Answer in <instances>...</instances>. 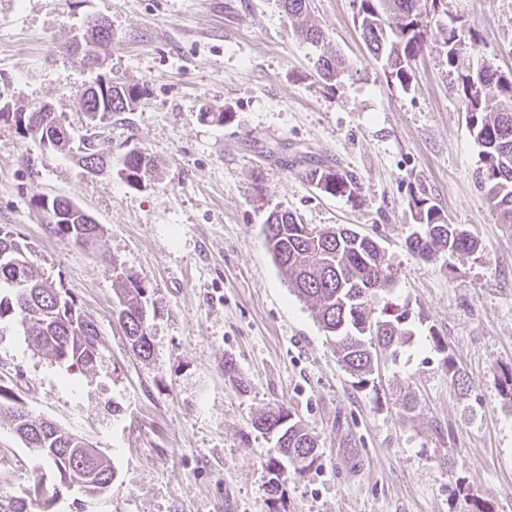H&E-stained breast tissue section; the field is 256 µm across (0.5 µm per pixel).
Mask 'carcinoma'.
<instances>
[{
    "mask_svg": "<svg viewBox=\"0 0 512 512\" xmlns=\"http://www.w3.org/2000/svg\"><path fill=\"white\" fill-rule=\"evenodd\" d=\"M296 35L311 44L323 41V32L308 20V0H279ZM355 21L369 53L383 62L384 72L404 89L412 86L411 63L428 47L424 19L436 11L437 0H353ZM346 68L338 55H321L316 73L326 84ZM464 109L469 128L480 147L479 184L503 224L512 225V76L483 64L462 77ZM144 94L137 84L115 82L112 92L80 97L86 124L112 127L121 112H131ZM22 113L0 112L22 138H47L49 150L85 167L117 166V174L134 189L147 187L152 159L131 147L112 162V147L97 142L86 145L50 127L22 124ZM304 179L321 192L351 201L361 199L363 185L350 171L323 163H308ZM33 207L47 215L50 233L75 245L93 249L102 229L86 220L81 207L68 198H54L45 209L41 195L31 198ZM419 231L409 238L411 251L424 260L443 255H476L478 240L466 229L447 224L425 190L410 195ZM266 246L279 273L294 294L310 304L313 316L332 338L337 361L360 387L374 382L378 353L398 354L413 336L409 310L386 300L394 275L385 251L374 239L344 226L320 227L302 223L288 210H273L262 225ZM0 321L16 320L30 341L60 363L93 368L89 348L99 342L98 330L83 314L77 301L62 285L41 275L33 261L31 243L6 230L0 231ZM119 283L118 320L132 351L146 359L153 354L147 323V284L124 270ZM383 300L379 315L371 304ZM448 383L463 397L470 381L453 359L447 360ZM6 417L24 445L32 448L57 471L69 476L88 496L109 493L116 472L98 449L79 440L51 420H34L17 406L9 388L0 385V417ZM255 430L275 439L281 456L293 460L310 457L312 469L320 459L316 435L296 420L290 410L278 406L252 422ZM0 512H27L24 497L0 493Z\"/></svg>",
    "mask_w": 512,
    "mask_h": 512,
    "instance_id": "carcinoma-1",
    "label": "carcinoma"
}]
</instances>
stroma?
Here are the masks:
<instances>
[{
	"label": "stroma",
	"instance_id": "stroma-1",
	"mask_svg": "<svg viewBox=\"0 0 512 512\" xmlns=\"http://www.w3.org/2000/svg\"><path fill=\"white\" fill-rule=\"evenodd\" d=\"M309 11L323 48L293 35L277 0H0V107L47 103L78 129L85 84L145 86L108 134L113 156L136 146L155 164L136 190L83 174L0 120V226L33 244L40 272L72 293L101 340L94 370H80L2 321L0 384L117 472L99 498L63 486L0 420V488L40 485L28 512H512V405L498 388L512 369V228L478 186L460 85L484 62L512 74V0H443L430 29L469 40L452 61L442 47L423 52L407 90L369 56L352 0H309ZM96 20L112 38L98 49L103 68L90 70L70 46ZM323 49L349 65L331 87L313 69ZM206 104L230 110V122H203ZM305 152L353 171L361 200L309 185L293 163ZM421 189L482 253L427 261L410 251L409 200ZM37 193L93 216L95 250L49 233ZM275 207L383 247L414 335L370 386L341 367L267 251L262 224ZM117 267L148 284L150 359L118 322ZM449 357L471 382L467 397L448 383ZM228 358L237 379L224 375ZM274 406L318 435L321 458L272 498L271 443L252 420Z\"/></svg>",
	"mask_w": 512,
	"mask_h": 512
}]
</instances>
